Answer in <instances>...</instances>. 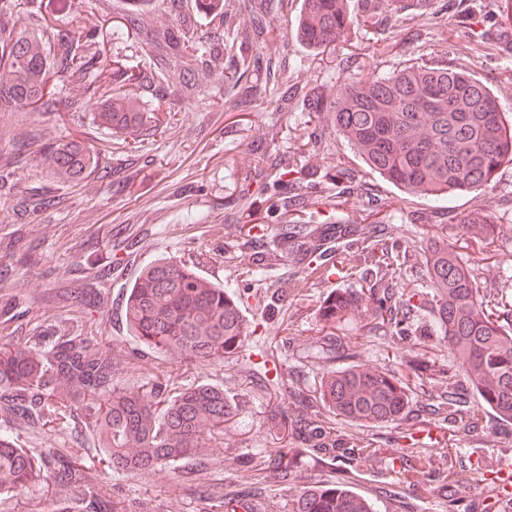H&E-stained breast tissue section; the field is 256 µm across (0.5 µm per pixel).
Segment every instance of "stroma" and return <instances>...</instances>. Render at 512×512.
<instances>
[{"instance_id":"1","label":"stroma","mask_w":512,"mask_h":512,"mask_svg":"<svg viewBox=\"0 0 512 512\" xmlns=\"http://www.w3.org/2000/svg\"><path fill=\"white\" fill-rule=\"evenodd\" d=\"M499 0H429L427 6L409 7V24L395 22L383 11L379 31L351 25L343 50L318 54L292 42L291 53L279 61V86L304 88L305 92L331 97L337 84L353 74L389 72L429 58L430 50L445 53L450 66L467 71L496 95L502 112L512 117V47H505L501 33L511 23L501 18ZM20 15L42 25L44 43L54 35L71 33L104 46L108 57L141 58L156 51L164 36L175 32L183 17H191L196 38L209 42L224 36V14L234 16V46L247 49L256 0H223L217 10L200 7L198 0H107L104 10L89 12L78 0H20ZM474 12L479 21L472 31L440 30L434 17L461 16ZM140 14L143 24L133 36L118 37L125 17ZM402 51H391L392 43ZM174 69L183 79L195 82L198 96L186 98L182 81L158 79L138 95L139 109L169 113L164 133L141 141L137 149L121 145L118 138L96 129L89 114L94 103L86 101L78 85L63 83L50 96L47 111L16 112L0 106V154H19L9 195L0 196V233L19 231L20 250H31L28 260L11 269L15 294L21 307L47 327L65 326L88 336H102L135 358L120 376L121 387H140L155 375H171L176 387L200 384L222 387L234 397L240 413L224 436L220 448L203 451L199 479L209 488L223 485L248 487L257 477L256 466L276 445L274 422L297 419L303 408L276 398L270 384L276 370L290 374L295 388L313 396L329 364L320 358L313 343L319 327V307L333 289L357 290L364 280L325 277L320 271L283 262L265 271L248 268L230 259L224 248L236 233L242 204L239 186L248 181H269L267 155L286 156L314 176L325 172H353L358 189L349 196L346 214L383 207L396 232L426 242L435 224L451 225L458 217L482 209L493 234L487 235L485 258L480 261L482 286L501 291L512 274V164L502 166L495 183L480 194L459 193L443 208L404 190L372 172L325 120L302 102L287 112L273 111L264 101L247 111H225L214 97L221 84L204 72L191 57L167 56L158 70ZM314 135L317 151L305 150L302 134ZM75 140L91 153L106 156L110 167L88 175L78 185L48 178L42 148L57 140ZM62 197L60 206L25 216L15 206L32 188ZM165 256L192 266L200 275L224 284L239 299L251 332L236 357L224 364L191 363L142 348L127 335L123 302L126 288L139 267ZM111 265L105 287L109 313L105 317L82 315L80 310L60 311L44 302L48 289L69 273L76 260ZM433 306L420 311L415 331L402 345L390 337L360 330L355 322L342 325L338 334L352 361L384 366L397 376L407 374V360L424 355L426 361L445 363L448 347L436 334ZM455 387L468 392V409L482 412V425L472 429L456 423L451 445L440 442L439 432H420L430 423L423 412L432 396ZM464 376H436L410 396L408 411L397 422L375 426H343V433L395 448L408 429L418 432L420 457H436L450 451L458 462L453 472L454 492L464 512H512V501H498L496 486L512 472V421L482 409L470 395ZM17 447L36 454L44 448H80L87 460H95L94 434L74 424L54 421L37 432L14 430ZM175 466L156 469L146 476H127L105 471L103 483L110 493L136 501L157 497L168 512H196L187 486L175 475ZM345 481L355 492L373 502L377 512H448V501L439 495L427 473L403 479L379 460L367 466L341 462L316 449L302 454L288 483H270L266 498L277 503L276 512H291V505L306 486L333 485Z\"/></svg>"}]
</instances>
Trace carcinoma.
Returning a JSON list of instances; mask_svg holds the SVG:
<instances>
[{"instance_id": "1", "label": "carcinoma", "mask_w": 512, "mask_h": 512, "mask_svg": "<svg viewBox=\"0 0 512 512\" xmlns=\"http://www.w3.org/2000/svg\"><path fill=\"white\" fill-rule=\"evenodd\" d=\"M357 13L350 0H302L296 34L306 46L326 50L340 44L353 23L380 26L383 0H360ZM252 37L269 49L286 40L287 33L260 15L252 23ZM166 46L196 53L206 63H221L225 48L195 45L184 34L171 36ZM222 67L224 111L241 112L266 95L268 82L258 80L271 72L273 57L255 53L227 60ZM124 76L116 90L110 82L102 50L91 41L80 42L68 34L58 36L53 53L20 23L0 26V104L20 112H33L43 104L47 88L62 80L80 85L83 95L100 105L91 121L112 134L135 139L155 128L160 119L136 109L131 90L148 79L145 64L113 60ZM314 111L327 120L364 163L409 194L440 202L449 196L476 192L491 185L497 171L512 163V119L499 109L496 96L476 77L448 67L433 58L383 75H355L336 87L332 99L313 101ZM51 174L67 183L86 178L95 168L76 141L52 144L45 149ZM274 179L256 189L244 183L238 199L254 196L271 200L276 224L269 256L252 251L253 242L265 237L268 225L256 212L242 211L237 239L227 252L248 267H261L267 258L292 259L308 266L332 262L331 273L348 278L362 271L369 279L363 291L328 295L319 307V353L325 359L341 356L336 325L349 318L371 317L376 329L400 339L409 335L412 315L423 292L405 284L395 288L401 271L413 259L415 241L391 234L385 217L372 222L338 212L324 213L313 200L316 184L286 158L271 161ZM283 183L303 190L297 200L277 194ZM60 204L56 197L33 194L21 203L24 211L37 213ZM485 223L476 209L456 225L466 247L483 253L484 240L475 225ZM344 245L332 251L329 243ZM425 276L437 306L438 330L448 345V363L433 372L453 377L462 373L482 405L512 420V297L488 295L481 287L478 264L448 245V228L441 226L426 244ZM4 267L0 266V500L18 491L45 483L51 487L52 512H165L153 500L129 504L107 492L101 471L66 448H46L39 457L14 446L11 428H37L77 412L84 425L100 439L99 462L112 472L145 475L167 464L188 460L200 449L224 439L238 415L236 401L224 389L201 384L173 392L170 379L157 377L143 389L119 388L124 358L105 339L85 336L74 329L50 333L41 326L29 336H14L12 325L24 316L18 304L6 297ZM104 275L90 276L52 288L45 301L59 309L80 305L88 314L104 312ZM125 327L141 345L159 350L179 362L226 363L244 346L249 335L235 294L209 281L183 262L159 257L139 272L125 295ZM410 379H400L386 368L352 362L327 371L314 400L340 423L388 424L401 419L409 407ZM434 421L453 427L462 410L454 392L433 405ZM312 447L335 459L365 465L384 454L392 468L406 466L414 457V436L400 448H371L356 438L336 433L325 418L307 415L300 420ZM301 448L282 444L272 449L264 480L286 483L293 475ZM452 456L422 465L441 479L448 493V507L457 509L447 478ZM264 512L262 488L234 491L220 496L218 504L203 503L199 512ZM292 512H375L369 501L345 485L304 489Z\"/></svg>"}]
</instances>
